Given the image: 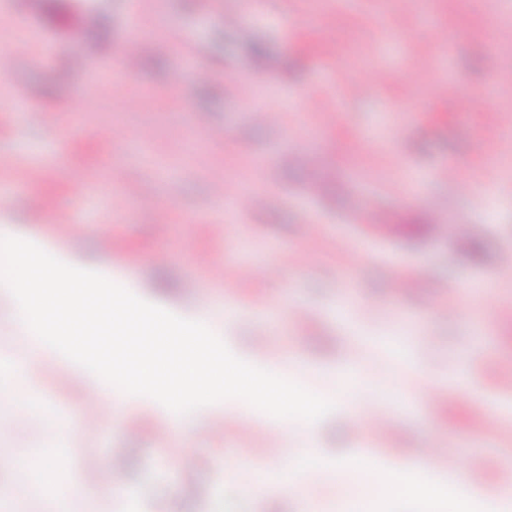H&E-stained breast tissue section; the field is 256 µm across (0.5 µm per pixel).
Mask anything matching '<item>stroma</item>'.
Masks as SVG:
<instances>
[{"label": "stroma", "mask_w": 512, "mask_h": 512, "mask_svg": "<svg viewBox=\"0 0 512 512\" xmlns=\"http://www.w3.org/2000/svg\"><path fill=\"white\" fill-rule=\"evenodd\" d=\"M38 2L34 37L22 23L28 0H0L14 17L0 41L21 45L0 76V213L23 215L25 231L52 240V216L29 212L28 199L53 200L83 227L72 251L111 241L110 264L143 293L166 274L178 286L165 296L170 306L207 313L232 350L272 336V366L314 388L333 385L352 334L372 337L355 365L362 408L395 410L412 450L440 443L458 473L472 476L478 461L485 483L512 485V278L496 273L512 249V115L491 118L512 99V0L492 14L482 0H257L251 9L224 0L219 15L207 0H95L89 27L74 0ZM135 9L149 38L129 71ZM88 40L106 58L71 69ZM221 71L254 80L239 95ZM444 85L472 93V108L457 109ZM18 98L28 112L15 108ZM262 108L278 113V125L252 119ZM54 114L67 124L60 140ZM451 162L478 192L438 176ZM219 175L230 195L218 196ZM78 178L98 195L75 199ZM239 191L256 194L251 211L238 209ZM152 209L166 223L143 222ZM357 209L385 221L350 223ZM434 214L472 225L482 253L471 256L451 234L433 237ZM400 275L413 293L394 288ZM486 280L499 286L479 300L485 324L442 316L450 292ZM391 334L424 337L417 368L375 344ZM43 395L72 426L73 466L138 449L122 484L164 512H299L296 498L271 487L240 499L226 465L277 468L258 455L273 446L343 466L362 440L341 402L309 440L255 425L239 400L224 408L246 428L212 432L202 410L194 437L179 438L120 434L111 410L92 423L84 398ZM491 411L501 421L494 432L484 422Z\"/></svg>", "instance_id": "obj_1"}]
</instances>
